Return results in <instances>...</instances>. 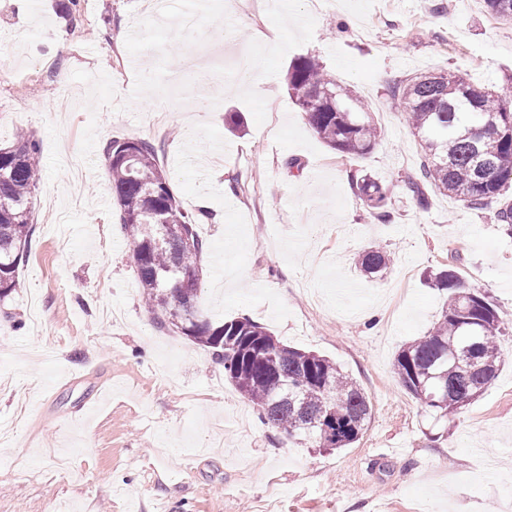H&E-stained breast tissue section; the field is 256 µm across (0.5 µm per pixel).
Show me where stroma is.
I'll return each mask as SVG.
<instances>
[{"instance_id":"1","label":"stroma","mask_w":512,"mask_h":512,"mask_svg":"<svg viewBox=\"0 0 512 512\" xmlns=\"http://www.w3.org/2000/svg\"><path fill=\"white\" fill-rule=\"evenodd\" d=\"M0 0V142L40 147L31 249L0 301V512H512V236L496 205L468 208L408 180L422 158L389 95L416 74L460 72L512 95V24L482 0H281L258 16L208 13L183 38L156 0ZM220 46L224 88L197 130L204 89L183 58ZM315 56L381 129L338 154L307 124L286 73ZM261 91H239L244 69ZM239 113L241 131L226 127ZM148 139L209 244L200 306L247 317L358 381L371 421L323 451L261 423L223 368L145 307L109 189L103 147ZM390 195L374 217L352 175ZM391 262L367 277L371 246ZM458 267L505 323L503 366L455 414L424 412L393 372L448 303L425 275Z\"/></svg>"}]
</instances>
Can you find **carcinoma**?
Returning a JSON list of instances; mask_svg holds the SVG:
<instances>
[{
	"mask_svg": "<svg viewBox=\"0 0 512 512\" xmlns=\"http://www.w3.org/2000/svg\"><path fill=\"white\" fill-rule=\"evenodd\" d=\"M512 0H483L485 12L512 22ZM288 93L319 138L343 156H365L380 131L358 104L350 86L339 83L313 56L289 65ZM390 94L405 112L409 130L423 151L418 180L411 182L419 206L427 186L472 209L499 204L495 219L512 235V97L476 88L462 74L438 79L420 74L394 85ZM112 198L134 260L142 297L156 324L178 331L207 348L224 377L257 407L263 423L311 448L341 449L357 442L372 409L357 381L324 356L288 346L264 326L235 318L215 323L186 305L198 301L201 279L184 273L200 269L207 242L196 218L184 210L159 166L156 146L146 139L111 140L104 149ZM39 144L20 132L0 147V299L20 288L19 266L32 243L33 194L40 177ZM357 196L380 220L390 218L388 189L376 179H355ZM183 230L182 239L164 229ZM390 263L377 246L365 250L358 266L374 276ZM451 292L441 318L426 337L399 349L394 371L401 386L428 412L444 417L478 397L496 378L502 359L497 337L503 322L488 297L462 289L455 266L429 275ZM331 409L336 425L323 437L322 414Z\"/></svg>",
	"mask_w": 512,
	"mask_h": 512,
	"instance_id": "obj_1",
	"label": "carcinoma"
}]
</instances>
